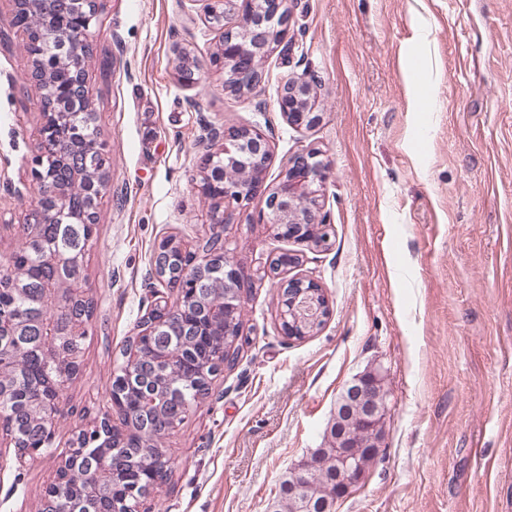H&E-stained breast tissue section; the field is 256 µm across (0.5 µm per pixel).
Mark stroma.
<instances>
[{
  "label": "stroma",
  "mask_w": 512,
  "mask_h": 512,
  "mask_svg": "<svg viewBox=\"0 0 512 512\" xmlns=\"http://www.w3.org/2000/svg\"><path fill=\"white\" fill-rule=\"evenodd\" d=\"M12 9L0 0V262L27 236L42 122ZM293 14L264 84L235 95L210 64L220 31L203 0H101L85 70L112 189L86 254L92 315L54 452L22 468L0 450V512H42L58 449L106 411L154 300L158 242L211 237L196 188L206 125L268 136L270 183L300 150L327 164V244L275 237L259 198L230 207L221 234L249 271L299 250L331 314L287 337L276 282L256 283L235 366L157 442L171 474L145 512H267L283 473L325 447L342 387L370 368L389 391L382 451L336 512H512V0H294ZM178 48L196 83L181 82ZM291 77L317 94L311 129L279 111Z\"/></svg>",
  "instance_id": "1"
}]
</instances>
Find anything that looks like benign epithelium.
<instances>
[{"instance_id": "1", "label": "benign epithelium", "mask_w": 512, "mask_h": 512, "mask_svg": "<svg viewBox=\"0 0 512 512\" xmlns=\"http://www.w3.org/2000/svg\"><path fill=\"white\" fill-rule=\"evenodd\" d=\"M14 26L21 29L27 44L50 24H61L65 32L61 47L65 68L62 77H55L42 64L40 57H32L25 82L40 91V111L43 122L39 129L38 152L33 157L31 175L38 185L28 225L48 224L58 219V211L67 206L73 195L88 197L90 206L74 210V218L82 224L97 223L100 200L110 191V176L100 169L93 174L86 171L87 159L101 154L98 133L81 142L71 143L63 128L77 111L78 104H86V72L84 60L91 51L88 40L90 28L96 22L100 0H12ZM208 18L221 23L220 46L211 57V65L224 75V88L239 93H252L264 79L263 62L284 40L290 30L292 10L290 0H204ZM236 12L233 25L223 24L229 12ZM279 111L286 122L297 130L310 129L320 120L315 111L312 86L297 79L282 84L278 99ZM201 180L198 192L214 205L215 212L229 203L240 204L256 197L265 200L266 223L275 236L297 243L322 245L328 234L315 232V226L325 224L322 186L328 177V167L311 149L293 154L274 183L266 182V171L272 156L269 138L262 132L246 126L222 129L209 127L196 143ZM50 262L59 271L56 280L42 286L37 302L43 306L57 303L61 306L86 298L84 255H52ZM302 263L301 254L282 251L268 262L264 269L246 272L229 256L226 248L203 246L195 251L186 249L175 239L163 240L156 249L154 274L168 287L183 297L188 289L206 288L214 280L226 288L238 290L236 298L244 300L245 289L263 275L279 280L280 319L286 336H303L305 329H318L329 316V303H317L316 295L325 289L316 280L291 272ZM181 308L157 302L141 322L137 339L155 335L176 320ZM85 319L67 313L60 319L44 322L50 336H79L84 331ZM78 374L72 364H64L59 372L55 395L42 410V422L53 426L58 413L59 397L65 384ZM375 375L360 373L347 382L336 398L331 422L336 428L354 421L361 426L379 425L388 411L387 402L370 400L377 386ZM17 449L16 461L23 465L36 458L29 448H22L12 432L1 433ZM340 464L336 471L337 499L347 497L361 480L356 475V463L350 457V448L338 449Z\"/></svg>"}]
</instances>
